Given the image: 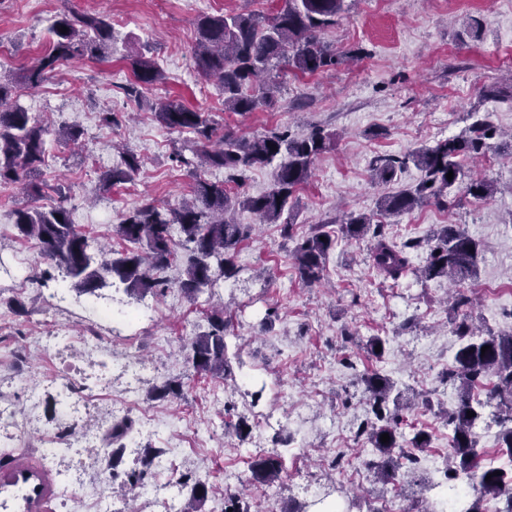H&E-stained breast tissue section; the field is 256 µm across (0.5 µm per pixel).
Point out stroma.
<instances>
[{"mask_svg":"<svg viewBox=\"0 0 512 512\" xmlns=\"http://www.w3.org/2000/svg\"><path fill=\"white\" fill-rule=\"evenodd\" d=\"M101 12L112 22V51L102 62L66 63L48 82L16 93L14 103L48 116L53 129L75 125L86 138L78 145L50 141L41 178L68 197L72 220L99 243H114L113 226L143 200L173 203L189 197L192 180L172 160L190 150L194 136L162 127L155 118L160 99L211 113L225 129L247 138L271 129L300 136L318 127L333 137L314 162L312 176L295 193L290 221L298 234L332 220L338 208L374 215L386 194L416 185L415 167L382 184L369 171L374 155H404L455 136L487 116L499 133L512 132V0H347L334 26L321 34L344 59L314 74L282 69L274 105L240 115L224 109V96L194 62L196 20L227 11L273 14L274 0H0V77L21 79L33 58L50 44L49 27L60 12ZM478 21V35H466ZM152 48L164 75L139 99L127 100L120 85L133 78L131 57ZM498 97L482 95L486 87ZM111 110L119 123L101 127L100 112ZM137 153L144 165L133 182L104 189L100 176L120 161V148ZM476 178L495 180L493 197L477 201L465 192ZM452 207L433 203L388 219L394 242L423 238L442 224L458 225L477 239L483 260L476 276L458 283H418L407 275L383 280L369 263L367 240L339 239L328 260L323 284L308 287L296 277L289 251L275 224L260 223L248 210L234 212L251 225L239 248L237 279L212 294L187 299L177 288L180 268L167 270L164 295L144 299L112 286L100 289V306L132 311L148 302L152 318L128 326L94 318L85 295L67 290L53 299L56 281L24 288L0 280V443L48 473L54 486L97 488L112 512H166L151 487L159 476L190 477L216 487L203 512H228L230 496L251 512L292 507L313 512L325 500L367 512L370 500L406 512L414 498L393 484L374 483L362 458L359 476L328 461L355 447V431L365 417L360 374L382 368L403 392L405 433L422 428L432 436L423 454V479H442L451 432L423 404L451 407L454 391L440 382L459 342L450 326L449 296L470 297L473 311L499 333L512 332V150L492 149L465 162L463 175L448 191ZM22 185L0 186V267L45 263L33 243L19 239L13 210L25 203ZM220 307L230 322L227 356L235 377L197 374L185 343L208 326L206 310ZM415 328L404 329L406 320ZM354 333L344 340L343 330ZM387 338L383 360L366 349L369 337ZM137 341L148 370L137 384L153 427L135 425V444L119 456L105 452L106 430L115 421L113 398L127 384L125 358ZM80 371L98 381L101 399L90 409L60 419L57 400L63 375ZM181 382L184 395L152 400L155 384ZM261 392L252 402V392ZM245 417L250 434L238 439L227 423ZM66 423L78 446L47 461L43 450L59 423ZM280 445H272L273 436ZM156 457L144 487L130 489L127 472L139 468L146 451ZM281 456L284 473L267 486L252 481L251 458L268 451Z\"/></svg>","mask_w":512,"mask_h":512,"instance_id":"1","label":"stroma"}]
</instances>
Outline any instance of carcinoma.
Segmentation results:
<instances>
[{
  "label": "carcinoma",
  "mask_w": 512,
  "mask_h": 512,
  "mask_svg": "<svg viewBox=\"0 0 512 512\" xmlns=\"http://www.w3.org/2000/svg\"><path fill=\"white\" fill-rule=\"evenodd\" d=\"M344 10L345 0H282L271 16L234 12L203 15L197 19V68L219 84L226 110L244 114L270 106L280 89L279 73L275 72L279 63L302 74H314L340 62L335 51L321 41L320 34L336 25V18ZM64 26L67 32L62 33L60 28ZM51 33L54 39L49 51L40 55L22 77L29 90L51 78L62 63L74 59L102 62L112 47V22L102 14L64 11L56 16ZM131 68L134 80L123 86L128 98H140L144 87L162 80L156 63L143 54L131 59ZM16 90L17 83L0 78V185L23 184L29 202L14 211L19 236L35 242L51 267L58 269L78 293L93 294L115 279L134 297L163 292L170 284L162 273L182 259L185 267L177 287L191 300L212 291L218 282L237 277L240 268L234 257L249 228L228 218L231 199L224 193V182L202 178L198 171L203 167L223 169L234 181L254 167L274 162L277 166L270 189L258 196H243L237 204L263 223H280L281 235L294 242L292 256L303 283L313 285L323 280L329 254L336 247L335 231L327 223L318 224L300 237L295 225L283 218L296 189L310 178L314 161L331 146L330 137L322 131L315 129L294 137L270 131L248 141L232 131L218 132L216 123L199 110L175 100L162 102L156 108L157 121L168 130L197 137L191 154L179 152L175 156L178 166L195 178L191 199L168 207L147 201L123 215L115 231L128 247L116 253L94 244L73 224L62 192H57L58 198L49 205L37 204L46 197V185L38 175L47 163L46 137L51 126L40 115L4 107ZM493 135L490 121L477 120L458 136L440 139L402 157L375 156L371 171L381 183L393 181L410 162L423 173L414 187L383 197L381 215H402L429 200L450 207L448 189L457 182L463 162L489 148L488 140ZM141 166L136 153L122 152L120 164L102 173L103 187L110 189L132 181ZM449 172L453 173L451 180L447 179ZM466 192L476 199H486L495 193V187L489 180L473 179ZM340 232L347 239L370 237L372 268L395 283L410 272L424 282L465 279L476 273L481 261L479 243L454 224L443 225L427 241V262L416 269L410 255L422 248V242L407 239L397 244L388 239L384 225L373 223L370 216L349 214L340 224ZM468 308L469 298L458 294L451 325L459 348L451 366L441 374L457 396L453 408L440 411L452 432L444 484L454 492L459 481L469 482V496L461 503V512H483L487 496L504 500L498 512H512V468L480 466L475 435L479 423L491 420L499 427L500 448L512 460V332H483L470 322ZM208 323V330L195 334L185 344L188 358L198 372L222 380L232 378L235 373L226 354L229 322L224 320V309H212ZM484 346L488 350L483 353ZM362 382L367 398L358 436L364 437L378 456L368 469L382 481L408 479L419 472L418 451L430 446L431 434L424 429L410 437L404 434L398 414L402 391L380 369L365 374ZM168 396H183V385L166 381L149 392L151 399ZM488 408L491 412L487 416ZM469 411L475 416L467 417ZM132 429L130 419L113 425L110 445L124 447L123 440ZM384 433L390 437L387 443L380 441ZM497 470L500 475H493ZM250 471L258 483L280 480V455L273 452L254 458ZM212 492V487L195 482L181 512H199Z\"/></svg>",
  "instance_id": "1"
}]
</instances>
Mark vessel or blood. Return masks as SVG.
Instances as JSON below:
<instances>
[{
	"mask_svg": "<svg viewBox=\"0 0 512 512\" xmlns=\"http://www.w3.org/2000/svg\"><path fill=\"white\" fill-rule=\"evenodd\" d=\"M52 494L49 478L28 462L0 471V495L17 503L20 512H47Z\"/></svg>",
	"mask_w": 512,
	"mask_h": 512,
	"instance_id": "obj_1",
	"label": "vessel or blood"
}]
</instances>
